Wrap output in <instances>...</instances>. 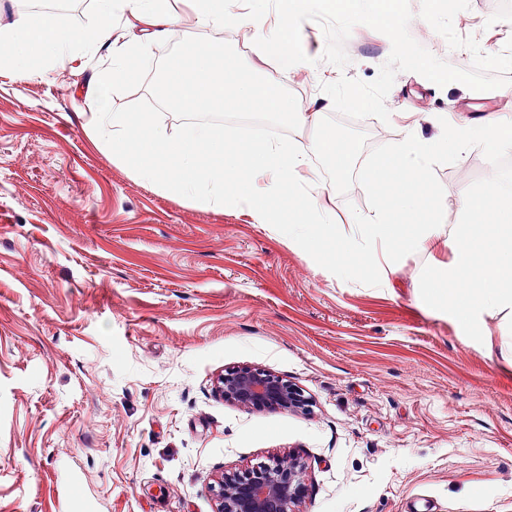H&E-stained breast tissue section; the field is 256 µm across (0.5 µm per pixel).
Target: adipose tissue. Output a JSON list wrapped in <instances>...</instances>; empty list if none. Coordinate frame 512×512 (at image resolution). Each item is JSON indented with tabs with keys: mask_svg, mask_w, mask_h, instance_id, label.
Listing matches in <instances>:
<instances>
[{
	"mask_svg": "<svg viewBox=\"0 0 512 512\" xmlns=\"http://www.w3.org/2000/svg\"><path fill=\"white\" fill-rule=\"evenodd\" d=\"M197 29L209 32L193 43L170 66L164 91L179 109H221L232 112L262 110L282 116L288 125L308 132L306 143L267 140L241 154L232 140L205 125H190L179 137L153 112H118L109 107L111 91L122 85L131 69L151 61V43L178 26L182 17L172 0H97L90 22L82 28L62 23L57 15L16 14L0 31V68L30 79L75 50L111 47L109 61L89 78L85 98L88 124L98 141L138 180L178 194L201 208L231 206L256 224L280 225L289 243L317 254L331 242L356 255L357 263H337V276L347 278L362 270L374 271L375 286H383L402 252L434 254L447 248L451 265L428 279L439 299L449 300L459 318L475 322L485 312L512 309V192L495 180L477 192H463L457 221L445 225L426 196V179L444 156L461 157L473 144L493 152L512 149V114L489 115L474 121L463 114L439 112L434 121L446 135L422 138L406 130L379 151L377 163L365 180L374 195L367 216H347L350 229L340 234L333 210L314 194L311 158L325 153L336 166L347 154L341 138L329 134L324 109L334 99L305 104L262 81L256 70L239 65L216 73L224 58L223 33L250 31L260 60L275 59L293 73L313 69L311 59L294 49L303 24L294 0H187ZM130 35L114 40L115 23ZM464 281V292L449 293L445 285Z\"/></svg>",
	"mask_w": 512,
	"mask_h": 512,
	"instance_id": "adipose-tissue-1",
	"label": "adipose tissue"
}]
</instances>
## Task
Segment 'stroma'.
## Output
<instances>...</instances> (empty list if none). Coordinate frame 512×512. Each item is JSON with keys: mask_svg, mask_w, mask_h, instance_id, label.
<instances>
[{"mask_svg": "<svg viewBox=\"0 0 512 512\" xmlns=\"http://www.w3.org/2000/svg\"><path fill=\"white\" fill-rule=\"evenodd\" d=\"M463 37L497 54L512 39V0H469ZM349 64L264 76L303 102L326 78H376L384 34L355 26ZM107 51L77 55L48 77L0 69V512H215L227 471L288 456L305 465L292 512H512V314L479 329L424 299L421 274L452 261L405 252L383 287L370 272L339 280L335 247L312 256L267 224L201 209L135 179L87 126L79 94ZM475 93L401 72L386 98L423 137L429 112L470 113ZM250 153L288 139L263 112L186 115ZM328 128L352 146L345 171L311 159L326 205L366 215L364 173L397 120ZM512 186V150L474 145L428 180L444 223L463 191ZM262 369L299 387V411L245 409L216 383Z\"/></svg>", "mask_w": 512, "mask_h": 512, "instance_id": "obj_1", "label": "stroma"}]
</instances>
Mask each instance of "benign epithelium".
Masks as SVG:
<instances>
[{"instance_id":"obj_1","label":"benign epithelium","mask_w":512,"mask_h":512,"mask_svg":"<svg viewBox=\"0 0 512 512\" xmlns=\"http://www.w3.org/2000/svg\"><path fill=\"white\" fill-rule=\"evenodd\" d=\"M224 400L252 409L290 411L305 406L303 392L288 381L262 370L226 373L219 379ZM303 465L293 459L274 467L225 473L211 487L216 512H290L304 495Z\"/></svg>"}]
</instances>
